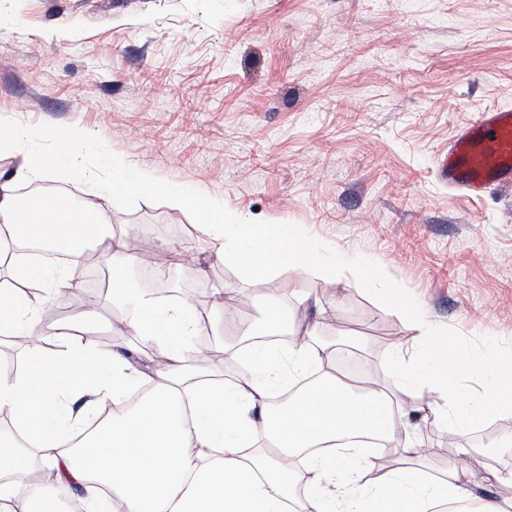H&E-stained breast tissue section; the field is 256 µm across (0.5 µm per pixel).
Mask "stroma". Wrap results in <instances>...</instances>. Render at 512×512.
<instances>
[{"label": "stroma", "instance_id": "1", "mask_svg": "<svg viewBox=\"0 0 512 512\" xmlns=\"http://www.w3.org/2000/svg\"><path fill=\"white\" fill-rule=\"evenodd\" d=\"M512 107V0H0V115L25 136L18 156L53 154L79 128L128 164L220 200L247 220L290 223L341 254L378 263L472 358L488 340L512 355V190L475 199L436 172L478 113ZM102 204L114 249L177 247L178 301L224 289V303L287 305L292 320L335 341L357 336L365 385L390 394L393 349L417 332L354 277L280 272L248 282L186 210L138 200L131 210L54 175L37 181ZM87 327L95 348L151 364L106 299ZM397 432L433 453L431 475L512 472V412L452 439L405 415Z\"/></svg>", "mask_w": 512, "mask_h": 512}]
</instances>
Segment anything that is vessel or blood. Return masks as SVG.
<instances>
[{"instance_id": "b4317fda", "label": "vessel or blood", "mask_w": 512, "mask_h": 512, "mask_svg": "<svg viewBox=\"0 0 512 512\" xmlns=\"http://www.w3.org/2000/svg\"><path fill=\"white\" fill-rule=\"evenodd\" d=\"M449 186L479 198L488 190L512 188V108L480 113L453 138L439 163Z\"/></svg>"}]
</instances>
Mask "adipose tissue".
Instances as JSON below:
<instances>
[{"label": "adipose tissue", "instance_id": "adipose-tissue-1", "mask_svg": "<svg viewBox=\"0 0 512 512\" xmlns=\"http://www.w3.org/2000/svg\"><path fill=\"white\" fill-rule=\"evenodd\" d=\"M0 173V267L11 284L0 285V336L27 344L30 372L0 375V411L14 430L0 433V512H61L59 491L80 488L79 512H290L292 492L281 479L283 458L306 454L300 512H512V503L481 497L474 474L424 471L419 443L402 439L396 413L411 410L442 421L458 436L489 416L512 410V357L489 351L472 359L443 329L392 285L388 304L417 330L414 343L395 349L391 361L401 378L399 397L356 393L327 367L335 354L326 344L303 341L279 356L261 346L233 351L251 365L247 379L205 377L187 363L182 339L194 335L192 307L159 306L155 296L125 275L138 257L112 250V227L103 208H60L51 200L21 205ZM98 240L111 268L112 298L126 305L137 336L161 346L167 363L144 374L118 354H98L89 337H77L94 319L60 318L53 326L64 347L47 351L29 344L41 328L43 310L18 285L38 277L49 289L69 286V269H33L15 246L66 242L74 251ZM111 372L98 376L101 363ZM479 379L481 391L459 392L461 376ZM296 389L280 413H272L281 382ZM150 394L133 408L123 403L131 388ZM429 388L435 402H416ZM114 405L110 419L92 433L82 428L89 414ZM377 434L395 444L407 467L385 470L346 436ZM265 445L245 455L256 436Z\"/></svg>", "mask_w": 512, "mask_h": 512}]
</instances>
